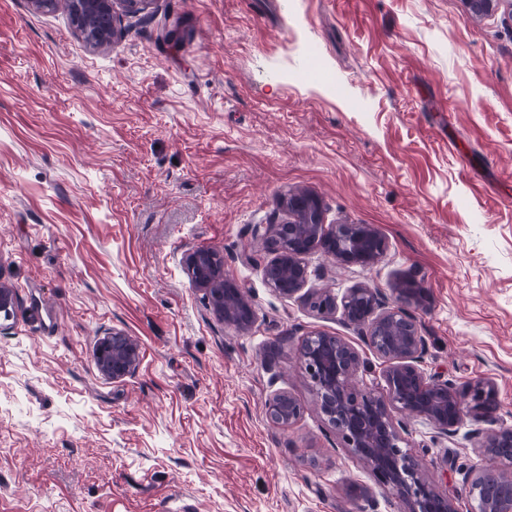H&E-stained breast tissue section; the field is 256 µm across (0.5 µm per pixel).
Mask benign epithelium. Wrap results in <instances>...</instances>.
Returning a JSON list of instances; mask_svg holds the SVG:
<instances>
[{
  "instance_id": "1",
  "label": "benign epithelium",
  "mask_w": 512,
  "mask_h": 512,
  "mask_svg": "<svg viewBox=\"0 0 512 512\" xmlns=\"http://www.w3.org/2000/svg\"><path fill=\"white\" fill-rule=\"evenodd\" d=\"M133 15L147 12L154 0H71L73 19L92 16L100 27L79 25L77 32L95 47L104 34L115 35L117 5ZM284 219L257 224L253 233L271 244L276 257L262 269L268 287L291 297L307 285L310 272L306 257L317 251L342 264L366 265L386 250L382 236L370 224H323L319 200L306 193H287L279 205ZM193 285L205 292L209 308L224 325L246 332L255 323V312L239 286L224 275V260L215 251L197 250L185 261ZM390 298L377 289H350L336 303L330 294L309 296L310 307L320 313L342 310L344 320L362 329L363 341L389 360L384 372L385 392L378 395L356 386L360 357L340 336L319 330L309 332L298 358L310 377L316 403L343 441L360 455L383 485L410 504L409 512H457L453 501L439 493L407 450L394 414L423 417L443 437H452L463 417L475 422L493 419L495 386L476 381L458 386L421 368L425 337L409 307L422 305L421 290L408 281L393 289ZM141 359L139 344L121 331L101 338L95 352L98 371L114 382L130 376ZM301 407L280 392L266 402V418L278 426L299 419ZM472 448L497 460L499 469L468 473L471 512H512V429L482 437H470Z\"/></svg>"
}]
</instances>
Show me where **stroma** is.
<instances>
[{
  "label": "stroma",
  "instance_id": "obj_1",
  "mask_svg": "<svg viewBox=\"0 0 512 512\" xmlns=\"http://www.w3.org/2000/svg\"><path fill=\"white\" fill-rule=\"evenodd\" d=\"M326 224H370L368 266L309 256L343 297L414 280L423 367L492 382L512 429V6L467 0H156L92 51L66 12L0 0V512H408L315 406L296 349L354 345L360 386L383 363L341 314L262 279L252 227L283 193ZM217 251L256 311L228 328L184 259ZM140 345L124 381L98 340ZM300 418L270 423L267 399ZM409 450L457 512L467 439L402 417ZM141 354L139 344L121 331H112L99 341L95 352L98 371L112 381H122L137 369ZM301 407L287 393H276L266 402V418L278 426H290L299 419Z\"/></svg>",
  "mask_w": 512,
  "mask_h": 512
}]
</instances>
